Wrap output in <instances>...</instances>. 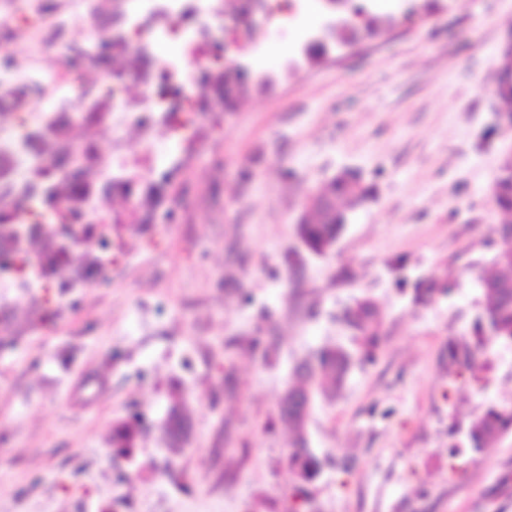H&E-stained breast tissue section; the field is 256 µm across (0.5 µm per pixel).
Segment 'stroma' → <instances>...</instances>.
Instances as JSON below:
<instances>
[{"mask_svg":"<svg viewBox=\"0 0 512 512\" xmlns=\"http://www.w3.org/2000/svg\"><path fill=\"white\" fill-rule=\"evenodd\" d=\"M375 34L289 65L297 18L267 20L238 59L269 78L224 113L167 190L175 216L125 239L112 287L0 355V512H272L288 502L291 435L277 415L293 368L354 349L342 316L368 297L381 353L318 397L307 421L322 472L310 512H512V434L449 460L451 438L512 403V347L488 349L482 382L452 380L445 347L466 339L493 271L492 186L512 130L494 93L512 0H366ZM275 51L266 67L257 54ZM374 184L343 203L323 255L299 242L308 196L343 169ZM452 293L411 301L422 281ZM179 403L193 426L172 447ZM144 416L133 456L112 428ZM351 472H343L344 460ZM191 422L184 415L178 403L172 405L166 424L165 435L174 446H182L189 442Z\"/></svg>","mask_w":512,"mask_h":512,"instance_id":"35a3bbf8","label":"stroma"}]
</instances>
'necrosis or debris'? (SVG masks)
Here are the masks:
<instances>
[{
    "instance_id": "1",
    "label": "necrosis or debris",
    "mask_w": 512,
    "mask_h": 512,
    "mask_svg": "<svg viewBox=\"0 0 512 512\" xmlns=\"http://www.w3.org/2000/svg\"><path fill=\"white\" fill-rule=\"evenodd\" d=\"M302 0H137L133 9L124 0H59L52 30L32 34L17 19L0 18V30L19 37H33L39 53L54 50L61 60L60 74L47 76L38 59L24 67L0 69V99L16 90L49 99L48 109L15 108L13 121L0 122V288H25L27 320L16 325L14 304L0 301V353L16 349L25 336L46 327L52 312L45 303L46 290L55 295L76 293L79 288L107 285L121 255L119 240L112 237V219L102 215L99 201L110 195L113 184L133 180L135 190L127 200L139 210L142 198L153 207L166 208L165 190L173 171L159 163L153 148L159 127H167L179 140L184 156L201 154L216 130L217 109L233 108L236 90L224 85V66L188 69L189 53L208 54L225 34L247 24L259 5H273L277 14L296 13ZM112 17L109 41L118 50L132 52L137 64L112 72L109 111L97 109L99 90L73 97L71 89L81 78L70 66L75 56L70 35L91 27L101 15ZM162 44L179 45L176 53L157 57ZM149 85L150 102L135 107L123 96L127 83ZM138 113L143 148L131 153L120 131L131 113ZM87 170L83 188L75 194L56 192L48 214L70 215L65 229L50 222L32 224L27 212L49 180H62L57 156Z\"/></svg>"
}]
</instances>
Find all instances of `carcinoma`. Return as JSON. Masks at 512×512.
Returning <instances> with one entry per match:
<instances>
[{
	"instance_id": "carcinoma-1",
	"label": "carcinoma",
	"mask_w": 512,
	"mask_h": 512,
	"mask_svg": "<svg viewBox=\"0 0 512 512\" xmlns=\"http://www.w3.org/2000/svg\"><path fill=\"white\" fill-rule=\"evenodd\" d=\"M326 192L338 198L362 202L373 192L353 171H345L335 177ZM493 200L496 207L512 214V162L501 160L499 172L493 183ZM346 215L336 213L332 219L317 209H312L297 225V234L305 248L313 253L325 252L339 237ZM499 238L493 262L499 272L483 276L479 287L483 295L481 312L472 324L469 342L452 338L448 340V368L457 376L472 370L473 351L491 345L512 347V223L498 224L494 230ZM437 292L432 282L421 283L414 288L412 300L416 305L428 303ZM343 321L353 331L356 349L329 346L316 351L295 368V381L280 399L278 418L295 432L288 457L289 469L294 477V504L288 506L296 512V503L308 502L306 485L320 472V461L307 447L306 425L313 401L322 394L323 384L333 382L335 392H340L354 364H373L378 358L382 336L383 317L379 307L364 298L346 310ZM141 421L133 414L128 420L112 428V447L119 452L132 448ZM512 432V404H490L473 419L466 430L464 440L448 446V459L453 460L468 452L479 454L493 439ZM191 422L179 404L172 405L166 424L165 435L174 446L189 442Z\"/></svg>"
}]
</instances>
